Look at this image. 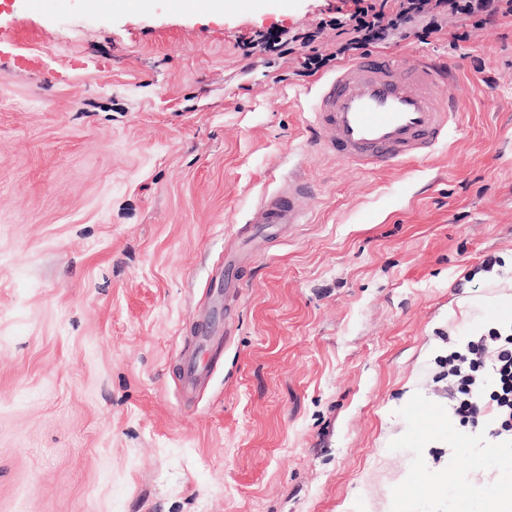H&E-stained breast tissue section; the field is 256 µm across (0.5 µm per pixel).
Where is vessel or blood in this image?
Returning a JSON list of instances; mask_svg holds the SVG:
<instances>
[{"label":"vessel or blood","instance_id":"vessel-or-blood-1","mask_svg":"<svg viewBox=\"0 0 512 512\" xmlns=\"http://www.w3.org/2000/svg\"><path fill=\"white\" fill-rule=\"evenodd\" d=\"M455 78L424 57L406 62L389 53L370 54L340 65L318 83L306 124L322 154L362 170L403 165L429 156L459 123L455 96L438 89ZM310 187L298 178L264 195L256 232L269 237L290 224L307 223L301 206ZM207 336L198 334L179 354L182 390L192 397L207 382Z\"/></svg>","mask_w":512,"mask_h":512}]
</instances>
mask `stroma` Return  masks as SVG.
<instances>
[{"mask_svg":"<svg viewBox=\"0 0 512 512\" xmlns=\"http://www.w3.org/2000/svg\"><path fill=\"white\" fill-rule=\"evenodd\" d=\"M337 4L0 0V512H448V444L412 447L404 397L448 413L439 362L512 278V20L379 44L455 70L460 122L360 171L309 145L314 77L238 46ZM296 164L309 223L245 241ZM214 277L240 290L187 407L177 355ZM448 430L493 484V439Z\"/></svg>","mask_w":512,"mask_h":512,"instance_id":"1","label":"stroma"}]
</instances>
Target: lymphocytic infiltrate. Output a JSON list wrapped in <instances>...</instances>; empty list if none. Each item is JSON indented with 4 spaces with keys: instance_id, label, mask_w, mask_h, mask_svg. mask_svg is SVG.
I'll return each instance as SVG.
<instances>
[{
    "instance_id": "lymphocytic-infiltrate-1",
    "label": "lymphocytic infiltrate",
    "mask_w": 512,
    "mask_h": 512,
    "mask_svg": "<svg viewBox=\"0 0 512 512\" xmlns=\"http://www.w3.org/2000/svg\"><path fill=\"white\" fill-rule=\"evenodd\" d=\"M351 9L337 8L334 17L315 27L298 31L271 30L243 41L245 55L254 50L291 55L298 61V76L308 77L330 61L364 56L368 47L397 36L427 41L441 33L445 19H453L452 42L467 41L485 26L512 17V0H350ZM334 29L336 49L322 53L317 41L324 29ZM448 376L459 398L453 416L459 422L477 421L480 403L490 399L498 426L493 435L500 444L512 446V334L497 336L493 351L469 345L467 353L448 359Z\"/></svg>"
}]
</instances>
